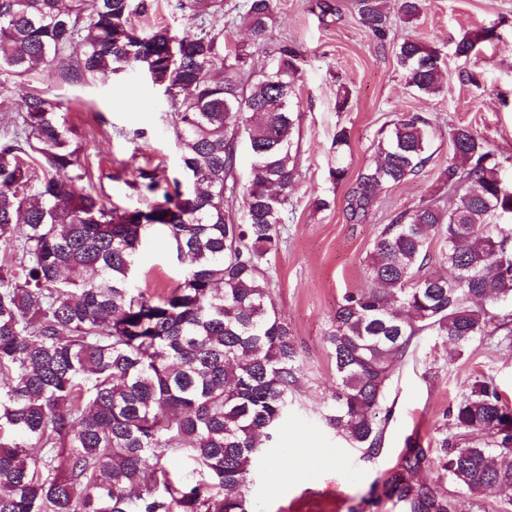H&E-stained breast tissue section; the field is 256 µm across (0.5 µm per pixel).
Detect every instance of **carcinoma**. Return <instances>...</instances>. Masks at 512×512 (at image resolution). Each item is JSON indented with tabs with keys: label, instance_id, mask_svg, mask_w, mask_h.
I'll use <instances>...</instances> for the list:
<instances>
[{
	"label": "carcinoma",
	"instance_id": "1",
	"mask_svg": "<svg viewBox=\"0 0 512 512\" xmlns=\"http://www.w3.org/2000/svg\"><path fill=\"white\" fill-rule=\"evenodd\" d=\"M361 24L390 29L382 0H357ZM182 34H140L142 0H0V96L39 66L67 83L145 69L162 90L181 172L150 166L127 182L150 200L108 206L76 190L88 176L63 102L39 91L0 137V512H251L244 487L263 442L288 413L300 352L266 275L295 182L299 53L276 48L267 67L224 34L223 0H176ZM252 44L270 39L274 0H244ZM498 25L452 42L459 59L499 41ZM396 62L421 97L441 92L440 50L407 38ZM428 119L406 112L379 138L376 161L350 191L362 219L378 191L421 173ZM440 173L448 207L399 212L366 258L367 285L345 293L325 339L336 385L326 424L367 455L379 450L396 368L425 332L462 355L490 328L487 309L512 300V193L500 163L468 126L449 130ZM246 140L252 180L245 220L226 194ZM349 135L336 132L334 182L346 179ZM164 232L184 265L161 295L135 285L146 237ZM443 239L438 257L435 237ZM447 267L453 276L431 269ZM444 469L467 494L512 488V405L493 380L475 381L449 410ZM427 460L410 448L382 494L405 512H458L414 479Z\"/></svg>",
	"mask_w": 512,
	"mask_h": 512
}]
</instances>
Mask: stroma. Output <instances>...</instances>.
<instances>
[{"instance_id":"stroma-1","label":"stroma","mask_w":512,"mask_h":512,"mask_svg":"<svg viewBox=\"0 0 512 512\" xmlns=\"http://www.w3.org/2000/svg\"><path fill=\"white\" fill-rule=\"evenodd\" d=\"M398 7L397 0H384L392 26L381 41L360 24L355 0H275L271 43L294 48L302 61L297 174L268 276L302 365L294 403L277 428L279 450L262 459L245 489L253 512H401L383 496L382 485L414 445L427 454L417 479L457 499L461 512H512V491L464 494L449 480L440 450L452 431L448 411L475 380L492 378L512 403V340L487 336L460 356L446 340L424 334L392 376L386 399L392 414L375 456L351 447L321 418L336 384L325 343L329 320L345 292L366 284V256L384 226L434 198L452 154L449 127L470 126L512 182V53L484 42L468 60L448 56L443 88L428 100L412 94L395 60L397 43L409 35L447 51L450 39L495 22L512 41V0H424L420 16L409 23ZM33 90L66 102V122L90 173H116L98 189L106 204L142 206L128 186L140 166L176 176L178 150L163 96L145 74L99 75L72 85L56 71L38 69L0 98V127L13 121L21 96ZM342 95L349 103L341 111L336 100ZM404 112L430 120V160L418 176L383 187L368 215L353 220L350 190L374 163L381 130ZM342 127L349 133L348 175L337 184L329 171L336 165L334 135ZM320 198L329 200L328 208H316ZM182 270L163 235L154 233L143 247L136 283L161 294L177 284Z\"/></svg>"}]
</instances>
